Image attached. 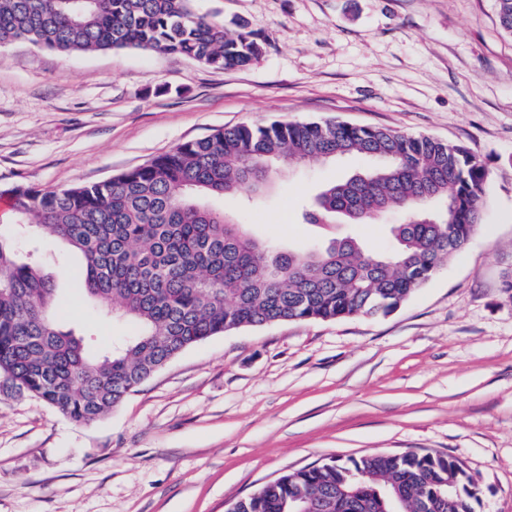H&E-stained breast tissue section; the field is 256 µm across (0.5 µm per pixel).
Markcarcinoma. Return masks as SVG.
<instances>
[{
  "instance_id": "1",
  "label": "carcinoma",
  "mask_w": 512,
  "mask_h": 512,
  "mask_svg": "<svg viewBox=\"0 0 512 512\" xmlns=\"http://www.w3.org/2000/svg\"><path fill=\"white\" fill-rule=\"evenodd\" d=\"M195 0H0V45L62 52L141 49L224 70L265 50L226 31ZM512 34V0H497ZM360 156L366 171L328 185L303 223L377 224L393 210L392 249L354 236L284 250L253 237L213 201L262 193L273 168ZM487 172L465 147L343 121L240 124L186 141L106 181L44 189L15 184L11 219L33 224L82 260L89 303L136 333L89 354L52 314L55 288L0 225V390L83 423L101 419L187 348L242 327L386 316L480 230ZM475 479L454 457L378 453L286 473L227 512H475Z\"/></svg>"
}]
</instances>
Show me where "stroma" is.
<instances>
[{"mask_svg":"<svg viewBox=\"0 0 512 512\" xmlns=\"http://www.w3.org/2000/svg\"><path fill=\"white\" fill-rule=\"evenodd\" d=\"M266 40L244 68L144 50L0 46V189L98 182L241 123L335 119L466 147L488 172L481 228L394 313L245 327L196 344L106 417L81 423L0 393V512H226L284 473L330 459L432 451L460 459L477 512H512V35L497 0H200ZM352 156L280 170L224 211L300 248L344 235L299 203L365 169ZM57 321L108 347L60 242Z\"/></svg>","mask_w":512,"mask_h":512,"instance_id":"stroma-1","label":"stroma"}]
</instances>
